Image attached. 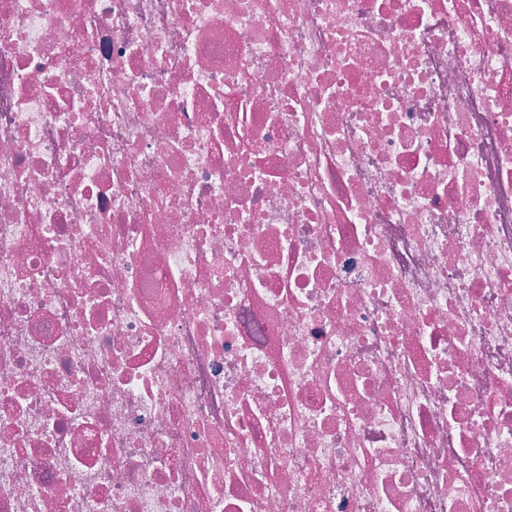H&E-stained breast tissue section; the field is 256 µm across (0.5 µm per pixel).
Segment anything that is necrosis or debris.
Wrapping results in <instances>:
<instances>
[{
	"label": "necrosis or debris",
	"mask_w": 512,
	"mask_h": 512,
	"mask_svg": "<svg viewBox=\"0 0 512 512\" xmlns=\"http://www.w3.org/2000/svg\"><path fill=\"white\" fill-rule=\"evenodd\" d=\"M0 512H512V0H0Z\"/></svg>",
	"instance_id": "obj_1"
}]
</instances>
